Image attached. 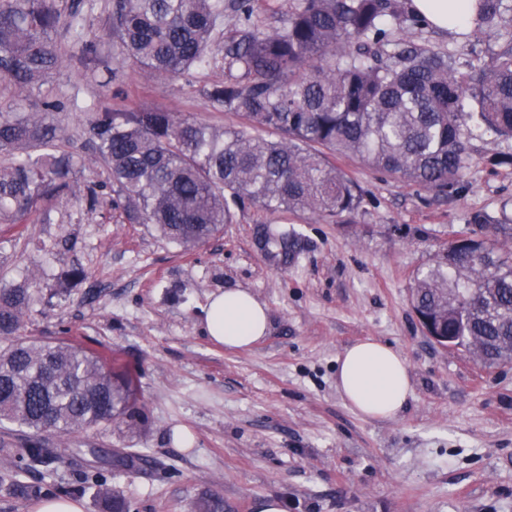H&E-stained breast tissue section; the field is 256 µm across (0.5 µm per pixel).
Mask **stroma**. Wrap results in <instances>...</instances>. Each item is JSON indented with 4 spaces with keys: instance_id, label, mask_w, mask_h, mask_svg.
Listing matches in <instances>:
<instances>
[{
    "instance_id": "35a3bbf8",
    "label": "stroma",
    "mask_w": 512,
    "mask_h": 512,
    "mask_svg": "<svg viewBox=\"0 0 512 512\" xmlns=\"http://www.w3.org/2000/svg\"><path fill=\"white\" fill-rule=\"evenodd\" d=\"M82 18L113 76L69 66L25 101L48 92L63 103L61 147L77 181H109L92 156L87 108L134 102L240 124L205 94L221 70L152 78L124 59L112 0H86ZM472 145L458 195L342 159L363 193L357 213L325 220L239 205L223 232L188 250L107 200L92 212L75 200L42 205L27 223L0 225V279L41 280L22 336L82 342L136 386L138 427L119 419L45 441L69 456L131 454L130 467L102 472L127 512H198L211 497L224 512H256L267 496L285 512H512V363L487 367L435 345L410 305L416 272L433 266L469 213L512 201V172L487 162L512 152V141L479 132ZM267 227L293 233L288 253H266ZM74 266L86 279L69 287L63 275ZM227 288L247 289L267 308L269 330L249 349L215 345L204 332L210 296ZM366 338L390 344L409 366L413 394L396 418H366L336 389L337 356ZM182 429L192 447L176 443ZM80 482L67 458L17 474L0 460V512H32L48 496L104 512L95 490L75 494Z\"/></svg>"
}]
</instances>
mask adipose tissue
<instances>
[{"mask_svg":"<svg viewBox=\"0 0 512 512\" xmlns=\"http://www.w3.org/2000/svg\"><path fill=\"white\" fill-rule=\"evenodd\" d=\"M432 25L452 31L468 24L461 0H411ZM264 304L242 288L211 295L205 317L209 339L227 349H247L266 336ZM336 388L346 403L369 419L399 415L412 395L408 364L400 352L374 338L345 347L337 358Z\"/></svg>","mask_w":512,"mask_h":512,"instance_id":"1","label":"adipose tissue"}]
</instances>
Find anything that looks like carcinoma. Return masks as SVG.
Segmentation results:
<instances>
[{
	"mask_svg": "<svg viewBox=\"0 0 512 512\" xmlns=\"http://www.w3.org/2000/svg\"><path fill=\"white\" fill-rule=\"evenodd\" d=\"M258 0H113L112 33L124 59L157 79L203 65L229 78L206 90L241 125L219 130L157 108L89 112L88 132L106 164L113 205L153 224L168 241L205 243L233 220L230 203L308 210L333 218L359 209L361 190L329 157L450 196L466 186L470 137L477 128L512 140V0H474L461 59L399 36L428 23L411 0H288L276 26L257 18ZM236 29L221 28L224 11ZM81 3L64 16L56 0H0V78L22 95L65 64L99 69L95 35ZM66 29L76 46L62 51ZM224 40L223 53L212 52ZM44 97L35 112H0V224H20L41 200L96 209L103 185L73 179ZM278 134L270 140L264 132ZM512 218L473 212L414 277L411 302L448 308L445 329L488 366L512 362ZM40 282H0V424L23 433L13 466L25 470L47 452L43 434L71 435L110 425L129 409V373L112 380L106 356L67 340L19 338Z\"/></svg>",
	"mask_w": 512,
	"mask_h": 512,
	"instance_id": "cac0c4a2",
	"label": "carcinoma"
}]
</instances>
